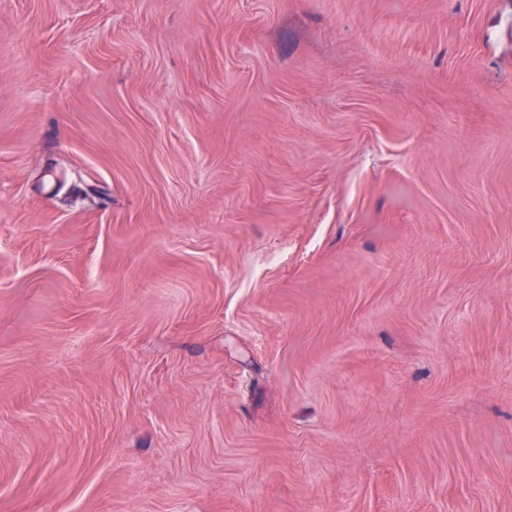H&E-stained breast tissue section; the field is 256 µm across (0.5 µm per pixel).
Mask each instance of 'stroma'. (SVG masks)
<instances>
[{
  "instance_id": "35a3bbf8",
  "label": "stroma",
  "mask_w": 512,
  "mask_h": 512,
  "mask_svg": "<svg viewBox=\"0 0 512 512\" xmlns=\"http://www.w3.org/2000/svg\"><path fill=\"white\" fill-rule=\"evenodd\" d=\"M0 512H512V0H0Z\"/></svg>"
}]
</instances>
